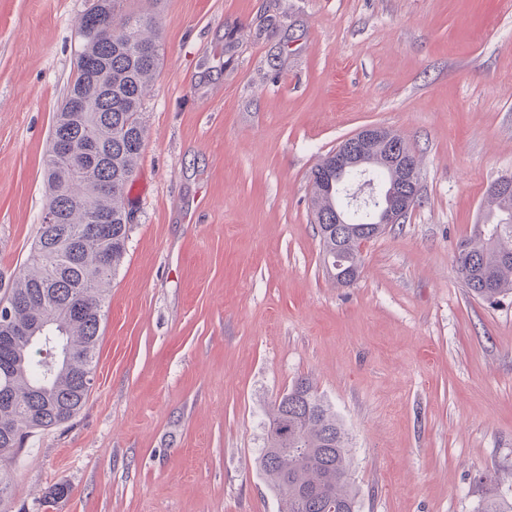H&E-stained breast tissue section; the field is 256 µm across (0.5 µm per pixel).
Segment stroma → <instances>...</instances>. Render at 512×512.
Segmentation results:
<instances>
[{"mask_svg": "<svg viewBox=\"0 0 512 512\" xmlns=\"http://www.w3.org/2000/svg\"><path fill=\"white\" fill-rule=\"evenodd\" d=\"M85 0H0V272L45 205ZM163 62L94 385L31 437L12 512H279L267 413L310 378L350 438L358 512L512 503V295L454 260L512 174V0H160ZM420 163L404 223L328 277L311 172L367 125ZM68 484L53 499L52 486Z\"/></svg>", "mask_w": 512, "mask_h": 512, "instance_id": "stroma-1", "label": "stroma"}]
</instances>
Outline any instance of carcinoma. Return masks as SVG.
I'll use <instances>...</instances> for the list:
<instances>
[{
	"label": "carcinoma",
	"instance_id": "1",
	"mask_svg": "<svg viewBox=\"0 0 512 512\" xmlns=\"http://www.w3.org/2000/svg\"><path fill=\"white\" fill-rule=\"evenodd\" d=\"M140 0H108L105 9L83 10L77 30L93 25L96 34L79 43L74 80L62 99L51 138L68 137L89 160L72 172L70 157L49 145L45 196L38 233L25 262L9 277L0 273V496L11 495L10 467L28 434L73 420L91 391L106 300L121 266L133 224L129 197L146 137L144 98L161 66L157 16ZM82 96L75 110L71 97ZM313 213L340 206L336 196H312ZM364 209L347 223L317 225L324 264L341 283L346 267L362 266V255L343 245L375 222ZM479 242L466 239L455 255L457 271L470 293L493 302L512 293V195L487 197ZM58 320L67 367L47 375L43 345H26L41 324ZM349 437L332 407L306 378L275 400L268 413L259 467L281 502L280 512H322L323 498L336 512H356L350 487Z\"/></svg>",
	"mask_w": 512,
	"mask_h": 512
}]
</instances>
